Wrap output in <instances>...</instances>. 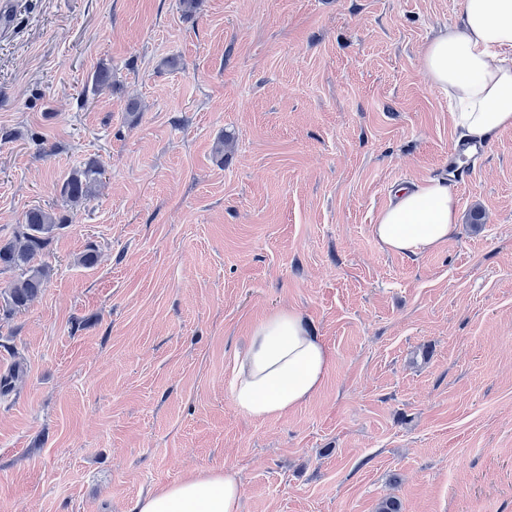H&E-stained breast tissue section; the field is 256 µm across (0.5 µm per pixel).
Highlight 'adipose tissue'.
Returning a JSON list of instances; mask_svg holds the SVG:
<instances>
[{
  "instance_id": "1",
  "label": "adipose tissue",
  "mask_w": 512,
  "mask_h": 512,
  "mask_svg": "<svg viewBox=\"0 0 512 512\" xmlns=\"http://www.w3.org/2000/svg\"><path fill=\"white\" fill-rule=\"evenodd\" d=\"M424 70L447 90L452 120L465 138L484 143L512 128V0H462L458 25L425 48ZM458 198L448 183L431 179L402 188L373 226L389 252L420 257L449 242L458 230ZM331 364L328 348L290 309L257 324L234 367L233 402L252 419L280 417L310 399ZM242 484L231 468L196 471L139 497L135 512H240Z\"/></svg>"
}]
</instances>
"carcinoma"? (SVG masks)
<instances>
[{"mask_svg":"<svg viewBox=\"0 0 512 512\" xmlns=\"http://www.w3.org/2000/svg\"><path fill=\"white\" fill-rule=\"evenodd\" d=\"M102 175L95 162L87 163L64 180L61 196L65 202L77 205L89 197ZM67 219L41 207L30 209L22 230L12 239L0 241V266L20 270V275L8 288V302L14 309L26 307L44 288L50 275L46 265H33V260L50 243L55 233L66 226Z\"/></svg>","mask_w":512,"mask_h":512,"instance_id":"cac0c4a2","label":"carcinoma"}]
</instances>
